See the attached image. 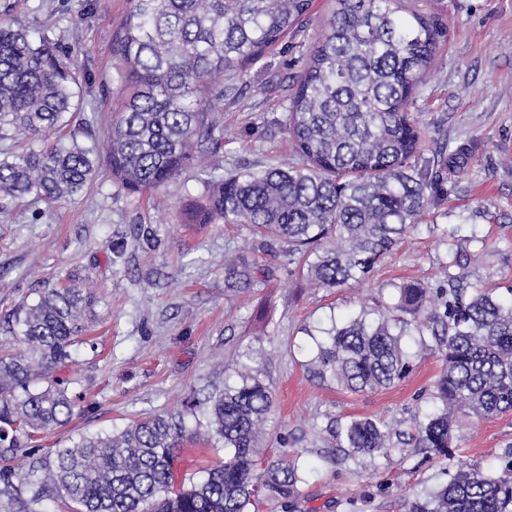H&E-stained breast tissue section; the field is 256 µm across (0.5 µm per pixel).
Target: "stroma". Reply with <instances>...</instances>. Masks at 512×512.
<instances>
[{
	"label": "stroma",
	"mask_w": 512,
	"mask_h": 512,
	"mask_svg": "<svg viewBox=\"0 0 512 512\" xmlns=\"http://www.w3.org/2000/svg\"><path fill=\"white\" fill-rule=\"evenodd\" d=\"M127 0H0V19L46 36L75 78L69 129L78 143L103 149L112 111L122 102L112 66V34ZM407 10L442 16L448 39L410 110L427 130L416 165L439 175V190L422 221L375 269L368 283L333 291L307 287L289 271L281 245L262 244L245 226L182 222L185 203L205 194L207 170L189 163L161 202L130 195L99 166L79 194L57 203L30 197L0 213V349L26 354L6 328L17 305L46 288L90 284L98 301L84 343L72 349L65 374L88 408L48 434V446L80 433L109 432L146 414L180 410L190 389L222 383L238 351L264 350L260 378L273 392L268 456H298L304 481L292 507L263 501L259 512H408L445 482L447 460L414 442L387 455L345 457L326 430L331 420L410 422L425 409L442 362L404 337L413 369L387 389L353 393L318 386L297 347L305 328L327 329L350 313L386 317L395 284L446 286L448 262L468 255L472 281L512 283V0H405ZM334 8L314 0L304 31L288 34L246 69L209 106L224 127L225 171L297 161L284 121L293 85ZM457 166L443 160L458 150ZM158 239L135 238L138 225ZM125 238L122 258L112 243ZM273 267L255 292L224 286V258ZM459 461L495 471L512 444V413L457 431Z\"/></svg>",
	"instance_id": "obj_1"
}]
</instances>
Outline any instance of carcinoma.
<instances>
[{"instance_id": "obj_1", "label": "carcinoma", "mask_w": 512, "mask_h": 512, "mask_svg": "<svg viewBox=\"0 0 512 512\" xmlns=\"http://www.w3.org/2000/svg\"><path fill=\"white\" fill-rule=\"evenodd\" d=\"M314 0H128L112 38V56L128 92L112 113L102 156L112 180L130 195H154L174 182L203 149L218 152L224 131L203 107L266 50L308 20ZM404 0H334L290 99L284 131L296 166L240 169L216 165L203 203L184 222L245 224L282 244L280 256L315 288H350L419 223L437 180L415 169L424 135L409 112L448 26L434 14L403 15ZM73 79L45 39L0 20V212L28 196L58 202L84 189L97 154L76 139L32 146L68 125ZM460 272H451L452 268ZM445 288L394 285L398 315L377 321L361 311L300 350L311 380L351 392L388 388L412 370L402 337L440 353L431 406L405 433L372 419L328 432L348 457L369 456L405 435L448 460V480L409 512H512V448L494 473L455 463V428L512 412V287L508 297L478 288L448 262ZM256 267L224 260V286L257 287ZM91 305L79 288H47L22 301L9 333L28 355L0 352V512H256L287 505L302 482L299 459L260 456L273 395L259 379L262 355H237L233 372L204 398L191 392L176 412L151 414L110 434L81 433L61 448L42 434L69 423L81 398L60 375L87 331ZM207 427L206 445L224 457L190 474L175 460Z\"/></svg>"}]
</instances>
